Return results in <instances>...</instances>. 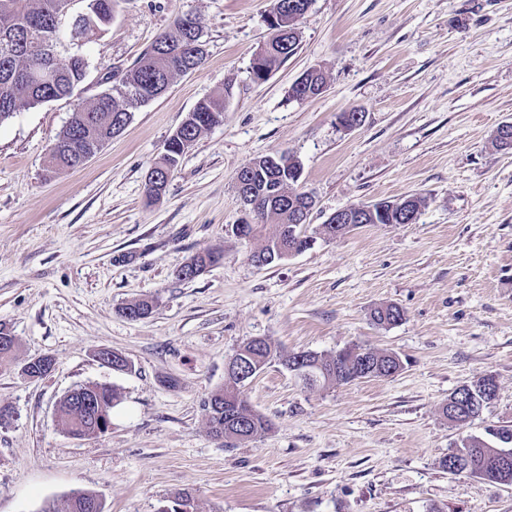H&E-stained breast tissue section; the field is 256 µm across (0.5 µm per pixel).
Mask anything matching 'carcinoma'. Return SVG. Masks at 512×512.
<instances>
[{"label":"carcinoma","mask_w":512,"mask_h":512,"mask_svg":"<svg viewBox=\"0 0 512 512\" xmlns=\"http://www.w3.org/2000/svg\"><path fill=\"white\" fill-rule=\"evenodd\" d=\"M87 4L85 17L78 22H69L67 31H62V20L74 13V3ZM311 0H273L271 12L281 15H304ZM120 0H0V123L14 114L32 107L60 100L73 88L82 84L88 75V61L84 55H72L67 62L56 59L57 48L63 41L79 43L112 21ZM202 39L199 20L184 14L176 18L170 31L159 35L140 60L124 74L110 76L112 87L102 91V97L87 107L74 110L62 130L55 136L48 155V175L76 168L72 152L75 150L96 153L104 143L119 135L137 108L160 97L173 78L194 71L201 66L204 55L195 52L194 44ZM299 47L297 25L288 26L281 40L272 47L258 52L251 70L254 81H264ZM224 122V91L200 101L193 110V117L184 124L181 133L189 139H197L200 133ZM182 152L178 142H169V149L161 156L156 166L170 170L177 167ZM245 192L265 202L270 190L278 188L284 193L293 191L288 183V173L281 172L278 165L263 156L250 170ZM275 231L267 236L260 253L264 254L286 237L288 211L275 213L270 220ZM252 354L264 364L274 361L281 365L302 359L310 364H319V378L307 383L309 387L330 388L353 381L368 363L383 369L393 363L389 352L354 346L335 353L301 351L284 353L271 343ZM229 393H239L237 380L224 378V386L204 402V411L209 430L213 436L224 433L229 439L239 436L243 440L257 439L271 429L270 422L240 401L239 408H224V398ZM95 396L90 385H78L75 394L64 396L58 407V418L65 431L72 437L82 439L92 436L93 427L86 419L84 409L78 407L79 396ZM119 400L115 388L105 387L99 396V409L112 414ZM471 443L460 445L441 460L443 468L448 461L459 465L458 474L476 477L484 462L499 451H512V426L505 425L485 436H469ZM95 495L85 490H75L66 499L63 507L47 503L41 512H92L88 508Z\"/></svg>","instance_id":"obj_1"}]
</instances>
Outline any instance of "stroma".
<instances>
[{
	"label": "stroma",
	"mask_w": 512,
	"mask_h": 512,
	"mask_svg": "<svg viewBox=\"0 0 512 512\" xmlns=\"http://www.w3.org/2000/svg\"><path fill=\"white\" fill-rule=\"evenodd\" d=\"M273 0H121L82 47L90 68L73 97L0 124V325L17 339L0 364V512H40L72 490L104 512H158L178 493L191 512H512V486L449 474L461 437L512 425V151L492 137L512 121V0H312L297 52L263 82L250 66ZM201 24L205 62L133 112L86 164L44 167L74 107L129 69L180 15ZM328 88L296 100L304 71ZM225 90L224 122L183 154L166 192L146 175L199 101ZM365 114L344 132L341 113ZM286 153L316 206L313 245L264 267L261 238H237L238 171ZM424 200L416 223L318 235L336 210ZM206 251L190 281L178 269ZM158 301L130 320L121 309ZM394 303L401 322L372 323ZM287 352L349 345L387 350L392 378L309 388L279 363L243 388L272 428L245 441L210 434L203 402L246 340ZM108 348L132 369L95 354ZM52 355L46 378L29 360ZM486 374L498 396L470 424L442 413L449 394ZM88 383L116 388L112 427L77 439L57 406Z\"/></svg>",
	"instance_id": "1"
}]
</instances>
